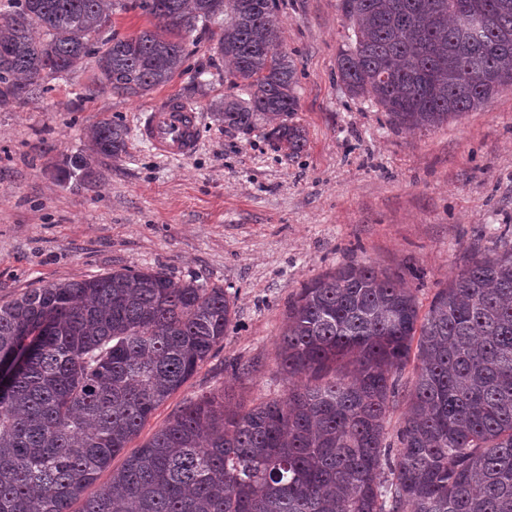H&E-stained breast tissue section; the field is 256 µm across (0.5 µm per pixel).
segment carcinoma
<instances>
[{"label": "carcinoma", "instance_id": "1", "mask_svg": "<svg viewBox=\"0 0 512 512\" xmlns=\"http://www.w3.org/2000/svg\"><path fill=\"white\" fill-rule=\"evenodd\" d=\"M156 30L105 35L123 0H12L0 22V108L96 59L95 82L143 96L188 70L173 33L224 24L213 55L237 89L224 127L301 151L297 68L278 50V0H138ZM350 22L336 66L353 96L397 127L431 129L512 88V0H339ZM104 120L92 153L58 179L95 182L121 156ZM397 273L349 263L288 307L278 369L288 391L244 405L228 392L176 412L109 482L112 458L224 342L220 286L162 270L112 271L0 303V512H512V247L474 257L420 313ZM413 375L403 380L410 360ZM408 408L396 441L387 416Z\"/></svg>", "mask_w": 512, "mask_h": 512}]
</instances>
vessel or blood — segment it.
Returning a JSON list of instances; mask_svg holds the SVG:
<instances>
[{
    "instance_id": "vessel-or-blood-1",
    "label": "vessel or blood",
    "mask_w": 512,
    "mask_h": 512,
    "mask_svg": "<svg viewBox=\"0 0 512 512\" xmlns=\"http://www.w3.org/2000/svg\"><path fill=\"white\" fill-rule=\"evenodd\" d=\"M140 134L158 153L185 158L197 147L199 116L182 100L170 97L163 106L146 114Z\"/></svg>"
}]
</instances>
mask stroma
<instances>
[{
	"instance_id": "obj_1",
	"label": "stroma",
	"mask_w": 512,
	"mask_h": 512,
	"mask_svg": "<svg viewBox=\"0 0 512 512\" xmlns=\"http://www.w3.org/2000/svg\"><path fill=\"white\" fill-rule=\"evenodd\" d=\"M338 0H279L281 50L298 75L306 135L296 155L262 130L242 135L212 104L228 89L210 49L222 26L185 34L202 65L200 144L188 158L157 154L139 136L141 116L183 95L189 72L140 97L94 83V64L52 80L48 91L0 109V301L51 282L154 268L174 281L200 278L235 300L237 316L216 354L148 419L136 450L189 401L222 388L245 404L282 395L277 347L288 303L302 285L350 262L399 273L428 308L470 257L500 252L512 225V89L431 130L391 125L351 96L336 60L349 23ZM127 132L117 158H98L86 189L59 184L61 155L89 152L96 123ZM252 363L247 376L234 364Z\"/></svg>"
}]
</instances>
